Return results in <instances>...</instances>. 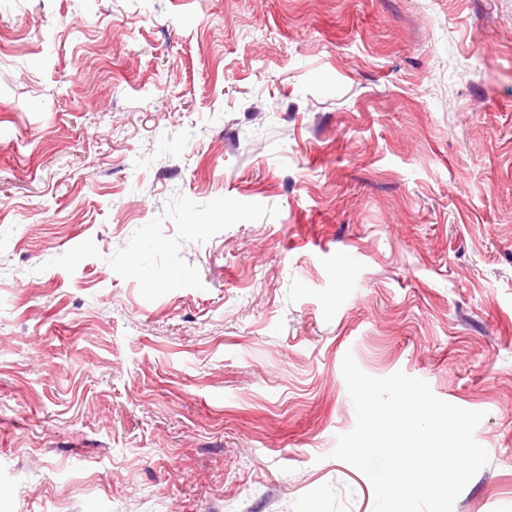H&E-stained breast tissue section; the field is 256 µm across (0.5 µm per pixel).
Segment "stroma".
<instances>
[{
	"instance_id": "35a3bbf8",
	"label": "stroma",
	"mask_w": 512,
	"mask_h": 512,
	"mask_svg": "<svg viewBox=\"0 0 512 512\" xmlns=\"http://www.w3.org/2000/svg\"><path fill=\"white\" fill-rule=\"evenodd\" d=\"M348 353L512 512V0H0V512H373Z\"/></svg>"
}]
</instances>
